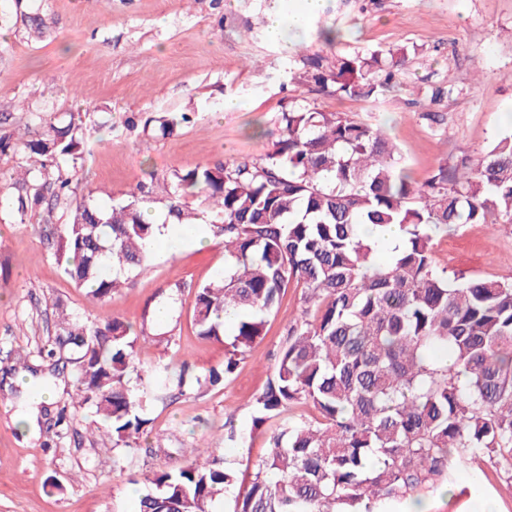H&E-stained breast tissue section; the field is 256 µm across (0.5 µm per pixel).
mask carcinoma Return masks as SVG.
Instances as JSON below:
<instances>
[{"label":"carcinoma","mask_w":512,"mask_h":512,"mask_svg":"<svg viewBox=\"0 0 512 512\" xmlns=\"http://www.w3.org/2000/svg\"><path fill=\"white\" fill-rule=\"evenodd\" d=\"M409 61L403 48L306 57L309 77L343 97L379 100ZM260 161L222 162L150 176L125 198L77 199L84 166L80 112H35L0 133L15 156L0 207L23 222L49 200L71 206L59 225L57 263L103 302L152 258L159 204L172 224H193L205 207L222 240L224 275L199 286L193 322L205 338L236 317L224 366L190 377L186 368L141 371L137 338L118 317L63 313L53 356L77 364L74 410H95L114 448L149 423L142 380L178 393L216 387L264 336L287 288L304 289L303 316L264 390L252 427L297 405L315 411L270 437L248 491L232 512H385L391 502L446 490L457 465L481 456L512 485V282L451 279L433 263L434 237L462 224H512V134L496 138L475 167L443 163L414 183L379 125L343 112L290 108ZM367 224H397L403 248L377 262ZM138 512H213L235 474L212 454L147 477Z\"/></svg>","instance_id":"carcinoma-1"}]
</instances>
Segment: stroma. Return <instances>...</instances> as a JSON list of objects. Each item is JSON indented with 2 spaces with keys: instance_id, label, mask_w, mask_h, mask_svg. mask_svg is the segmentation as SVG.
Returning a JSON list of instances; mask_svg holds the SVG:
<instances>
[{
  "instance_id": "35a3bbf8",
  "label": "stroma",
  "mask_w": 512,
  "mask_h": 512,
  "mask_svg": "<svg viewBox=\"0 0 512 512\" xmlns=\"http://www.w3.org/2000/svg\"><path fill=\"white\" fill-rule=\"evenodd\" d=\"M300 0H42L44 38L30 32V0H0V114L24 123L33 112H82L89 143L77 196L122 198L150 174L160 176L218 161L259 159L280 134L286 107L344 112L381 124L415 183L461 158L478 162L500 135L512 132V0H326L295 39L271 41V16L288 15ZM333 28L340 41L325 43ZM406 48L409 63L386 99L372 103L339 97L314 86L306 56L333 61L341 54ZM444 88L441 102L431 92ZM228 99L238 100L225 109ZM171 112L192 123L172 134L133 131ZM429 112L438 121L426 120ZM19 223L0 213V512H132L133 493L150 492L153 471L193 458L198 446L223 457L237 476L217 504L231 512L268 456L278 421L252 427L253 400L288 326L304 304L288 288L268 319L266 336L236 371L211 390L147 403L149 420L132 440L133 454L118 458L101 441L90 410L57 424L70 406L74 366L48 357L59 309L92 320L113 316L138 333L136 362L204 371L224 364L223 341L198 336L193 324L196 289L224 272V246H185L156 252L107 302L76 287L57 263L54 224ZM433 259L458 278H512V224H468L438 235ZM183 291L169 321L153 309L174 286ZM47 389L48 402L31 404ZM34 425H26L28 407ZM233 421L244 443L224 441ZM512 512V487L484 458L454 473L451 494L425 495L429 512H475L483 498Z\"/></svg>"
}]
</instances>
